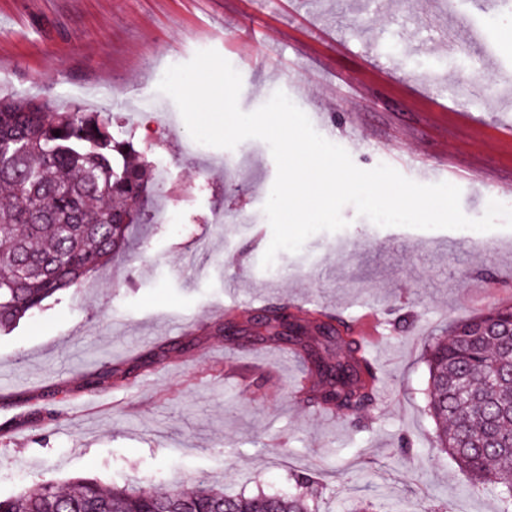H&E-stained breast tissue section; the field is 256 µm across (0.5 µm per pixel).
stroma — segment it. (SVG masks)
Wrapping results in <instances>:
<instances>
[{
    "label": "stroma",
    "instance_id": "35a3bbf8",
    "mask_svg": "<svg viewBox=\"0 0 512 512\" xmlns=\"http://www.w3.org/2000/svg\"><path fill=\"white\" fill-rule=\"evenodd\" d=\"M213 49L242 77L251 112L284 91L355 165L461 190L481 217L512 206V0H0V91L109 116L151 167H166L126 252L0 331V496L45 480L164 491L206 477L228 494L288 493L317 482L319 512L374 500L384 512H497L437 448L425 407L424 342L512 305V230L483 242L459 230L348 225L300 252L261 258L263 205L276 177L268 145L187 154L190 134L159 92L169 66ZM486 288H471L472 278ZM286 303L309 318L377 314L371 349L384 375L369 411L305 404L286 349L225 344L228 311Z\"/></svg>",
    "mask_w": 512,
    "mask_h": 512
}]
</instances>
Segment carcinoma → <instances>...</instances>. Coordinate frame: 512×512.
Returning a JSON list of instances; mask_svg holds the SVG:
<instances>
[{
    "instance_id": "obj_1",
    "label": "carcinoma",
    "mask_w": 512,
    "mask_h": 512,
    "mask_svg": "<svg viewBox=\"0 0 512 512\" xmlns=\"http://www.w3.org/2000/svg\"><path fill=\"white\" fill-rule=\"evenodd\" d=\"M151 176L133 140L114 135L101 113L0 95V186L9 189L0 197V330L124 250L142 220L133 205ZM314 321L335 332L308 335L306 321L284 304L264 309L256 334L224 339L288 346L310 378L308 403L345 416L365 411L379 372L343 322L326 314ZM425 360L437 447L473 489L512 512V306L455 324L449 340L431 341ZM295 486L288 495L230 496L195 481L156 494L83 480L63 493L48 480L0 497V512H316L312 480L298 476Z\"/></svg>"
}]
</instances>
